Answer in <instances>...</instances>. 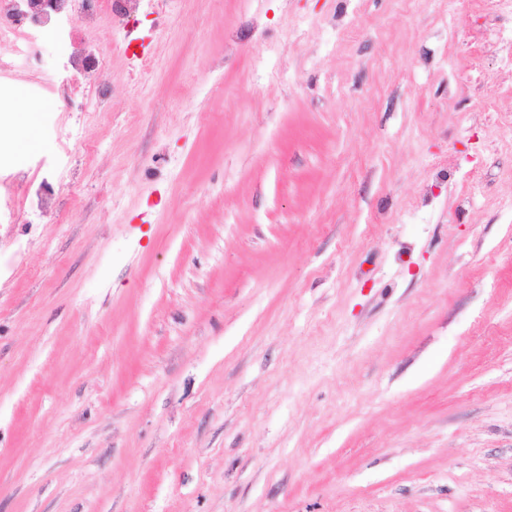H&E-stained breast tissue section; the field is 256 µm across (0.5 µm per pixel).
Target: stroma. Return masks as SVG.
Instances as JSON below:
<instances>
[{"instance_id":"stroma-1","label":"stroma","mask_w":512,"mask_h":512,"mask_svg":"<svg viewBox=\"0 0 512 512\" xmlns=\"http://www.w3.org/2000/svg\"><path fill=\"white\" fill-rule=\"evenodd\" d=\"M93 37L110 112L0 127L94 146L0 224V512H512V0Z\"/></svg>"}]
</instances>
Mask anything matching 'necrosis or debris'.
Segmentation results:
<instances>
[{
    "mask_svg": "<svg viewBox=\"0 0 512 512\" xmlns=\"http://www.w3.org/2000/svg\"><path fill=\"white\" fill-rule=\"evenodd\" d=\"M146 0H0V124L14 103V58L22 56L30 71L29 96L57 112L77 107L87 113L110 111L108 52L89 36L100 22L116 31L128 29ZM64 47L53 72L43 70L46 41ZM54 157L20 156L0 146V223L19 217V202L44 210L56 187L76 194L70 173L73 160L90 155L91 146L70 128L57 129Z\"/></svg>",
    "mask_w": 512,
    "mask_h": 512,
    "instance_id": "1",
    "label": "necrosis or debris"
}]
</instances>
